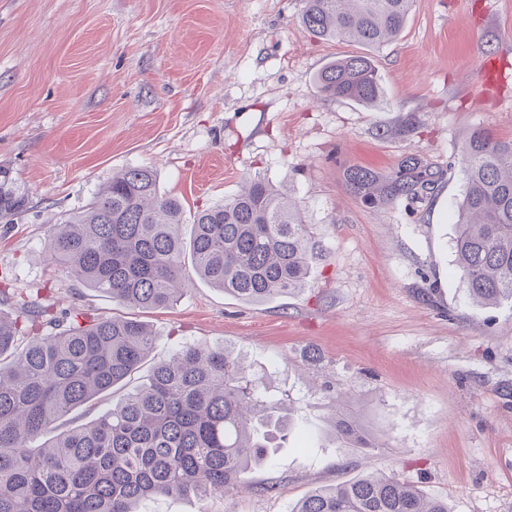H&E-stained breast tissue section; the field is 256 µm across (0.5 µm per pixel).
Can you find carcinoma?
I'll use <instances>...</instances> for the list:
<instances>
[{"instance_id":"obj_1","label":"carcinoma","mask_w":512,"mask_h":512,"mask_svg":"<svg viewBox=\"0 0 512 512\" xmlns=\"http://www.w3.org/2000/svg\"><path fill=\"white\" fill-rule=\"evenodd\" d=\"M413 0H303L302 26L323 40L377 50L404 31ZM325 95L365 107L381 102L369 55L325 65ZM454 249L469 303H512V139L484 128L466 138L458 161ZM348 183L387 200L419 197L433 184L409 157L381 184L366 169ZM27 196L0 168V219L25 211ZM181 203L160 192L157 172L129 167L112 174L89 206L50 225L45 258L86 288L133 309L167 308L193 284V272L244 303L304 289L315 258L299 206L268 178L244 181L224 203L196 213L189 239ZM156 333L134 317L48 316L35 296L19 315L0 312V512H143L157 496H222L271 487L248 480L273 456L297 415L271 398L228 346L187 344L158 361L148 383L88 425L62 429L69 415L131 376L154 350ZM53 437L34 445L42 435ZM336 447L375 448L373 436L336 393ZM291 512H450L402 477L366 474L305 494Z\"/></svg>"}]
</instances>
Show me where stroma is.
Instances as JSON below:
<instances>
[{
    "instance_id": "1",
    "label": "stroma",
    "mask_w": 512,
    "mask_h": 512,
    "mask_svg": "<svg viewBox=\"0 0 512 512\" xmlns=\"http://www.w3.org/2000/svg\"><path fill=\"white\" fill-rule=\"evenodd\" d=\"M302 0H0V166L29 196L0 222V311L39 296L91 317L130 308L43 257L50 221L114 172L153 168L186 217L246 176L294 186L317 245L303 291L249 304L195 281L176 305L135 312L157 344L131 379L72 415L87 423L182 346L228 345L301 428L250 478L264 494L159 496L146 512H291L317 487L396 473L452 512H512V305L480 310L456 273L454 205L468 132L512 138V0H415L374 53L381 105L325 96L316 75L360 46L312 38ZM413 156L432 194L387 202L346 173L395 177ZM346 394L379 441L336 448Z\"/></svg>"
}]
</instances>
